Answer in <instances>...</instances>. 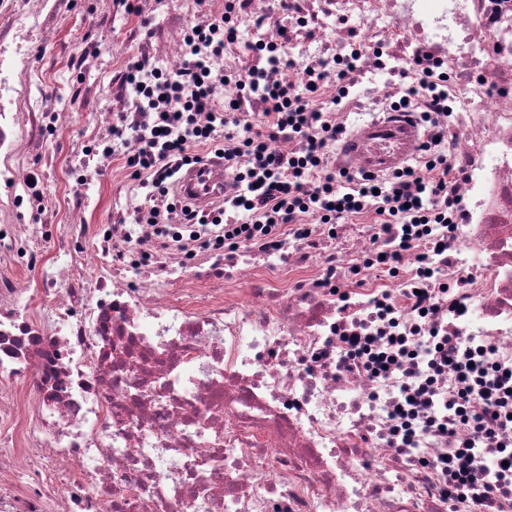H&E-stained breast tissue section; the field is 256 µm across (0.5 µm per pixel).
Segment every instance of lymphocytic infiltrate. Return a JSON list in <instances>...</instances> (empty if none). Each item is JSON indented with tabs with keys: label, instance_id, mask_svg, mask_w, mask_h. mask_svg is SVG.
I'll use <instances>...</instances> for the list:
<instances>
[{
	"label": "lymphocytic infiltrate",
	"instance_id": "obj_1",
	"mask_svg": "<svg viewBox=\"0 0 512 512\" xmlns=\"http://www.w3.org/2000/svg\"><path fill=\"white\" fill-rule=\"evenodd\" d=\"M230 13L214 16L206 25L190 29L184 44V65L172 76L147 69L142 59L125 66L121 88H133L136 97L129 113L119 117L104 144L126 132L138 135L140 148L132 163L149 173V191L135 213L141 226L169 221L177 203L169 197L168 179L185 164L199 161V149L223 160L238 174L224 195L223 207L205 214H188L195 231L191 241L210 236L219 227L225 240L251 239L255 231L272 234L286 224H335L352 216H373L378 226L380 247L429 239L441 246L430 227L444 224L456 210L458 200L451 191L457 172L446 156L429 155L419 166L407 167L393 178H348L338 185L331 172L328 149L343 135L344 128L324 109L321 89L327 71H307L301 84L274 83L269 67L280 65L271 57L268 68L245 66L226 74L213 65L233 40ZM234 84L235 100L219 102L218 86ZM275 140L301 141L299 153L271 152ZM461 392L448 412L455 421L474 423L481 439L490 438L495 428L505 426L497 408L502 400L499 382L469 384L459 372Z\"/></svg>",
	"mask_w": 512,
	"mask_h": 512
}]
</instances>
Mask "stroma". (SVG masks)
I'll use <instances>...</instances> for the list:
<instances>
[{
  "mask_svg": "<svg viewBox=\"0 0 512 512\" xmlns=\"http://www.w3.org/2000/svg\"><path fill=\"white\" fill-rule=\"evenodd\" d=\"M224 0H197L187 6L185 0H165L155 6L153 0H140L137 11L116 6L114 0H96L92 11L74 16L70 0H61L59 25L47 36L32 38L29 56L23 71H45L51 80L45 88L48 102L65 110V122L49 132L25 151L27 158L36 160L34 175L42 196L38 204L19 212L14 221L25 234L33 237L37 247V263L6 266L0 262V275L12 274L20 288L16 303L27 309H40L39 294L43 264L60 249L69 251V271H88L101 260L100 232L111 228L117 245L132 248L138 236L133 222L132 204L143 201L146 190L129 158L138 144L130 140L118 146L105 164L80 165L82 144L104 137L106 118L129 111L132 96H118L110 81L111 72L122 71L127 61L141 55V41L155 37L173 14H190L192 23H205L223 12ZM137 31L138 40H129L130 31ZM98 52V63L86 74L77 76L66 66L71 56H79L85 48ZM351 100L344 108L328 103V111L346 130L379 116L381 110L371 102L364 86L350 90ZM211 259L199 255L185 266L178 282L182 288L199 289V301H206L211 288H235L245 291L249 283L235 274L216 277L211 272Z\"/></svg>",
  "mask_w": 512,
  "mask_h": 512,
  "instance_id": "35a3bbf8",
  "label": "stroma"
}]
</instances>
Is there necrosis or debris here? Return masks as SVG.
I'll list each match as a JSON object with an SVG mask.
<instances>
[{
    "mask_svg": "<svg viewBox=\"0 0 512 512\" xmlns=\"http://www.w3.org/2000/svg\"><path fill=\"white\" fill-rule=\"evenodd\" d=\"M0 0V189L28 183L25 138L64 113L44 98V76L20 73L25 28L46 31L49 0ZM239 36L225 43L223 68L266 42L273 0H231ZM298 38L292 82L307 67L350 62L375 99L396 90L393 68L414 57L443 73L447 109L414 89L413 116L429 113L437 151L460 173L462 214L447 248L402 251L387 285L375 273V225L346 235L315 257L308 236L272 244L209 246L241 278L197 303L196 289L172 294L156 272L189 263L170 224L168 251H117L102 237L112 270L59 287L42 277L48 308L33 319L14 306L17 288L0 278V423L25 426L24 447L0 448V512H486L456 470L448 446L467 451L477 435L437 411L405 404L424 392L398 366L337 370L348 335L371 338L372 354L396 345L428 351L439 328L461 358L486 352L495 374L512 373V0H291ZM288 264L299 276L282 288L267 272ZM29 378L31 403L7 397ZM417 428L406 453L400 426Z\"/></svg>",
    "mask_w": 512,
    "mask_h": 512,
    "instance_id": "obj_1",
    "label": "necrosis or debris"
}]
</instances>
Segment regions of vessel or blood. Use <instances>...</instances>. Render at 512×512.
Listing matches in <instances>:
<instances>
[{
	"label": "vessel or blood",
	"instance_id": "obj_1",
	"mask_svg": "<svg viewBox=\"0 0 512 512\" xmlns=\"http://www.w3.org/2000/svg\"><path fill=\"white\" fill-rule=\"evenodd\" d=\"M425 141L426 136L418 125L401 118L399 113L389 112L353 130L337 146L336 164L376 178L414 159ZM223 184L224 164L214 159L190 172L182 190L198 203L206 204Z\"/></svg>",
	"mask_w": 512,
	"mask_h": 512
}]
</instances>
